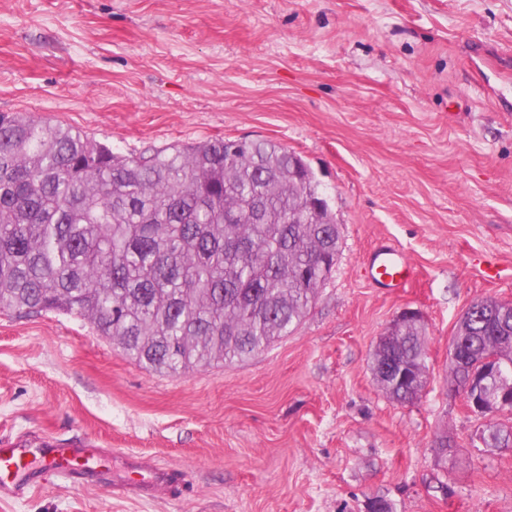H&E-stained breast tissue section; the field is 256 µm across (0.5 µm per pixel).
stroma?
Returning <instances> with one entry per match:
<instances>
[{
  "label": "stroma",
  "mask_w": 512,
  "mask_h": 512,
  "mask_svg": "<svg viewBox=\"0 0 512 512\" xmlns=\"http://www.w3.org/2000/svg\"><path fill=\"white\" fill-rule=\"evenodd\" d=\"M16 113L126 157L276 141L342 243L301 324L242 365L161 375L77 316L0 311V440L186 472L177 496L54 481L0 512H512V448L485 447L448 385L464 311L512 302V0H0V114ZM381 244L416 268L408 288L368 280ZM407 309L429 373L401 405L369 365Z\"/></svg>",
  "instance_id": "obj_1"
}]
</instances>
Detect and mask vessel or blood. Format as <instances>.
<instances>
[{"instance_id": "vessel-or-blood-1", "label": "vessel or blood", "mask_w": 512, "mask_h": 512, "mask_svg": "<svg viewBox=\"0 0 512 512\" xmlns=\"http://www.w3.org/2000/svg\"><path fill=\"white\" fill-rule=\"evenodd\" d=\"M368 274L375 285L391 290L406 287L417 277L401 249L385 245L370 255ZM111 459L109 449L93 444L68 448L46 439L35 444L25 440L0 442V499L20 497L52 477L88 485L108 479L115 495L133 500L175 494L184 487L179 469L152 465L135 457L124 462L128 478L109 479Z\"/></svg>"}]
</instances>
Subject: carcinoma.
I'll return each instance as SVG.
<instances>
[{"label": "carcinoma", "instance_id": "obj_1", "mask_svg": "<svg viewBox=\"0 0 512 512\" xmlns=\"http://www.w3.org/2000/svg\"><path fill=\"white\" fill-rule=\"evenodd\" d=\"M264 189L268 222L224 212ZM302 157L268 140L206 139L127 158L70 126L0 115V310L76 315L148 371L244 363L290 335L336 266L341 233ZM456 327L448 379L493 353L512 364V303L480 299ZM407 373L374 376L412 403L428 372L425 329L377 345ZM483 442L512 447L490 419Z\"/></svg>", "mask_w": 512, "mask_h": 512}]
</instances>
